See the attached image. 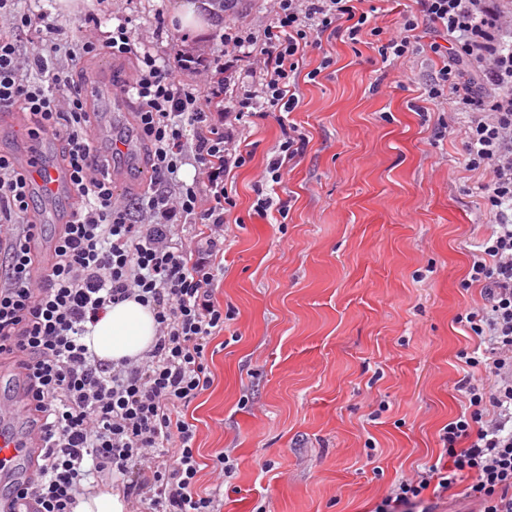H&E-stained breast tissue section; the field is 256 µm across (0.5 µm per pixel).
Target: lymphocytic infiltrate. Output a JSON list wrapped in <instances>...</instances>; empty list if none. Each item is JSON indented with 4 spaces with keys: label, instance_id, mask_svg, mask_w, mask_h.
<instances>
[{
    "label": "lymphocytic infiltrate",
    "instance_id": "lymphocytic-infiltrate-1",
    "mask_svg": "<svg viewBox=\"0 0 512 512\" xmlns=\"http://www.w3.org/2000/svg\"><path fill=\"white\" fill-rule=\"evenodd\" d=\"M261 34L235 26L221 37L225 53L254 48L260 67L241 96L227 97L225 67L216 64L204 90L138 49L130 19L105 39L87 35L70 57L107 52L134 56L125 84L136 97V122L150 147L152 185L135 208L118 204L106 163L91 154L89 94L70 68L46 56L22 55L18 31L36 16L0 0V112L29 115L36 138L50 132L64 145L76 203L54 239V261L37 278L30 244L42 227L30 218L33 198L12 156L0 154V366L16 370L29 393V425L39 428L40 462L29 482L12 485L32 512H76L89 476L109 479L131 512H221L216 493L199 484L196 430L188 406L213 384L207 352L224 331L212 265L236 205L231 172L246 162L241 132L253 118L276 115L282 139L265 172L279 182L308 143L290 121L300 101L298 74L306 49L322 36L375 39L383 62L427 49L440 60L427 98L464 120L463 163L479 174L475 193L492 224L477 243L466 287L484 305L466 314L479 340L460 359L469 372L458 388L467 399L442 434L448 461L401 480L374 512H420L426 490L466 483L479 512H512V5L505 0H416L392 34L373 25L356 0H273ZM437 40L424 42L425 30ZM228 124L217 127L214 113ZM199 177L179 180L186 160ZM195 227L198 247L178 242ZM149 306L157 323L142 357L107 362L84 344L89 324L127 299ZM484 372L474 382L473 371Z\"/></svg>",
    "mask_w": 512,
    "mask_h": 512
}]
</instances>
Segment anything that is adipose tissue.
<instances>
[{
    "instance_id": "obj_1",
    "label": "adipose tissue",
    "mask_w": 512,
    "mask_h": 512,
    "mask_svg": "<svg viewBox=\"0 0 512 512\" xmlns=\"http://www.w3.org/2000/svg\"><path fill=\"white\" fill-rule=\"evenodd\" d=\"M156 327L153 311L137 300L128 299L108 307L91 325L84 341L102 360L134 359L154 344Z\"/></svg>"
}]
</instances>
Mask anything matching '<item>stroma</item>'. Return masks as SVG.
Returning <instances> with one entry per match:
<instances>
[{
  "label": "stroma",
  "mask_w": 512,
  "mask_h": 512,
  "mask_svg": "<svg viewBox=\"0 0 512 512\" xmlns=\"http://www.w3.org/2000/svg\"><path fill=\"white\" fill-rule=\"evenodd\" d=\"M179 0H17L49 14L60 39L89 17L112 28L131 18L135 37L179 79L203 88L225 27L257 30L270 0H228L184 30ZM331 58L327 74L307 73ZM290 115L308 136L275 184L285 213L259 218L256 186L281 138L275 117L245 131L250 153L233 172L237 202L212 287L224 331L209 349L214 375L187 419L196 426L200 485L228 457L223 512H373L404 477L441 459L440 436L465 403L459 358L476 340L464 323L480 307L465 287L475 242L490 219L476 178L461 164L462 122L426 99L438 62L415 53L383 63L368 42L309 48ZM133 100L100 113L101 142L131 151L118 201L143 192Z\"/></svg>",
  "instance_id": "1"
}]
</instances>
